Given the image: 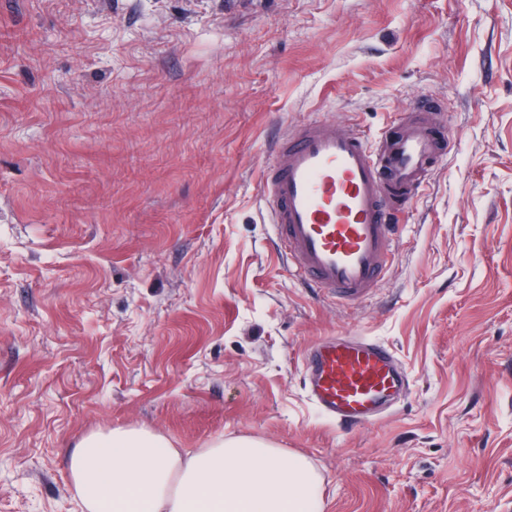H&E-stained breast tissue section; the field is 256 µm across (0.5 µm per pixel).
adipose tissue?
Masks as SVG:
<instances>
[{
	"label": "adipose tissue",
	"instance_id": "1",
	"mask_svg": "<svg viewBox=\"0 0 512 512\" xmlns=\"http://www.w3.org/2000/svg\"><path fill=\"white\" fill-rule=\"evenodd\" d=\"M68 472L82 512H324L309 458L251 437L185 454L144 428L94 432Z\"/></svg>",
	"mask_w": 512,
	"mask_h": 512
}]
</instances>
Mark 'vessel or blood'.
<instances>
[{
  "label": "vessel or blood",
  "mask_w": 512,
  "mask_h": 512,
  "mask_svg": "<svg viewBox=\"0 0 512 512\" xmlns=\"http://www.w3.org/2000/svg\"><path fill=\"white\" fill-rule=\"evenodd\" d=\"M419 100L376 140L314 119L275 142L260 194L281 255L300 281L345 303L370 296L396 243V220L429 183L444 136ZM315 409L347 431L384 418L409 378L396 350L371 337L329 336L305 358Z\"/></svg>",
  "instance_id": "1"
}]
</instances>
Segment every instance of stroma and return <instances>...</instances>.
I'll list each match as a JSON object with an SVG mask.
<instances>
[{
    "mask_svg": "<svg viewBox=\"0 0 512 512\" xmlns=\"http://www.w3.org/2000/svg\"><path fill=\"white\" fill-rule=\"evenodd\" d=\"M423 98L446 154L380 287L313 293L272 131ZM339 333L410 378L349 433L304 390ZM129 426L301 453L325 512H512V0H0V512H81L67 458Z\"/></svg>",
    "mask_w": 512,
    "mask_h": 512,
    "instance_id": "1",
    "label": "stroma"
}]
</instances>
